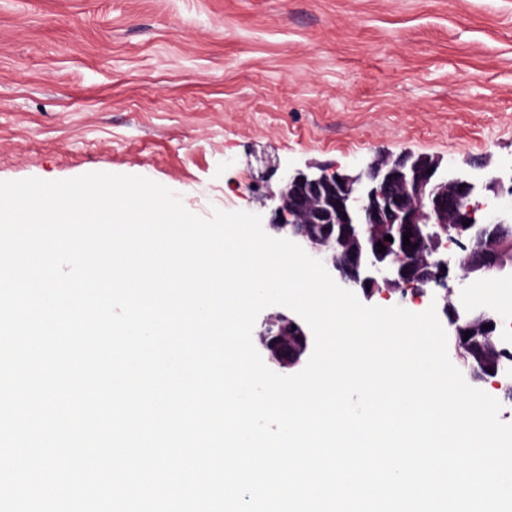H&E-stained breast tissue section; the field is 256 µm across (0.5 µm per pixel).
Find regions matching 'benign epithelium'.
Here are the masks:
<instances>
[{"instance_id":"obj_1","label":"benign epithelium","mask_w":512,"mask_h":512,"mask_svg":"<svg viewBox=\"0 0 512 512\" xmlns=\"http://www.w3.org/2000/svg\"><path fill=\"white\" fill-rule=\"evenodd\" d=\"M500 188L498 178L479 186L428 155H378L354 175L325 170L286 174L279 190L269 193V224L280 237L321 260L332 278L366 297L389 286L403 296L442 290L446 299L452 293L448 267L458 255L466 256L461 281L473 287L490 271L512 273V237L499 232L503 225H512V205L484 219L476 216V197ZM338 224H350L352 230L338 236ZM408 231L411 245L405 246L403 234ZM387 235L392 241L385 240ZM379 242L385 251H378ZM450 243L453 253L448 252ZM444 311L466 382L488 380L501 359L495 339L500 312L482 303L468 308L448 304ZM467 331L469 350L485 352L479 370L463 361L461 338ZM258 340L279 370L295 368L308 358V327L290 316L279 314L266 322Z\"/></svg>"}]
</instances>
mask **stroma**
<instances>
[{
    "label": "stroma",
    "instance_id": "35a3bbf8",
    "mask_svg": "<svg viewBox=\"0 0 512 512\" xmlns=\"http://www.w3.org/2000/svg\"><path fill=\"white\" fill-rule=\"evenodd\" d=\"M380 153L512 180V0H0V181L263 216L286 172Z\"/></svg>",
    "mask_w": 512,
    "mask_h": 512
}]
</instances>
